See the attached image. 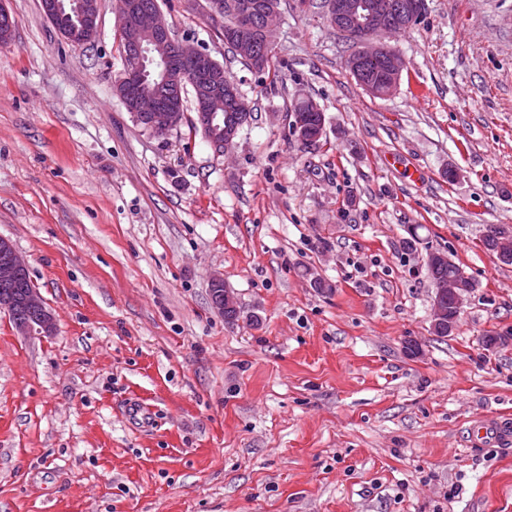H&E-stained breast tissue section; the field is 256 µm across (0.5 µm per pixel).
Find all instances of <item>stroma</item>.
<instances>
[{
	"instance_id": "stroma-1",
	"label": "stroma",
	"mask_w": 512,
	"mask_h": 512,
	"mask_svg": "<svg viewBox=\"0 0 512 512\" xmlns=\"http://www.w3.org/2000/svg\"><path fill=\"white\" fill-rule=\"evenodd\" d=\"M159 3L253 107L227 154L127 111L116 0L79 46L0 0V238L55 319L24 336L0 307V512H512V446L471 444L512 418V341L482 344L512 333V265L481 244L512 225V0H426L387 99L321 6L282 0L273 82L206 0ZM301 98L319 145L290 131ZM431 248L475 283L447 337ZM303 103H304V101L298 102L294 106V110L292 111V112H294V115H293L294 116V120H292V132H293V134L296 136V138L302 144H304V145H312L314 143H318V141L323 136L324 121H325L324 114L321 111V109L318 106V104L314 100H311L308 103L307 108H305L304 110L297 111ZM307 112L322 113L321 119H320V121L317 123V125L315 127L316 129L313 131L314 134L310 138H305L303 136V134H302L303 133V129H304V124H305L304 120L307 117Z\"/></svg>"
}]
</instances>
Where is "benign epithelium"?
I'll return each instance as SVG.
<instances>
[{
    "mask_svg": "<svg viewBox=\"0 0 512 512\" xmlns=\"http://www.w3.org/2000/svg\"><path fill=\"white\" fill-rule=\"evenodd\" d=\"M239 25L224 29V41L235 43L239 52L250 55L256 39L267 48L274 47L273 31L280 19L274 0H236L232 3ZM45 16L72 44H86L99 29V0H42ZM424 12V0H326L325 13L336 31L352 45L344 66L359 86L370 96L386 98L399 84L404 70L402 55L382 41V36L396 26L416 24ZM119 34L126 37L124 69L115 91L137 123L157 137H165L185 119V113L171 110V102L182 99L185 86L194 93V111L211 133L208 142L218 155L230 150L242 126L250 121L251 105L235 80L203 48L188 45L173 36L171 26L156 3L125 0L118 12ZM372 56L385 58V75L380 81L370 77L363 64ZM321 112L315 101L294 113L292 132L304 145L318 142L324 132L319 121L313 136H303L307 113ZM484 235L492 242L490 257L498 263L512 260V236L501 226H487ZM26 269L25 260L11 249L0 260V289L11 287L16 275ZM474 288L464 267L456 280L436 289L434 311L454 315L463 307ZM21 304L33 313V320L18 325L23 334H48L55 320L39 292L31 290Z\"/></svg>",
    "mask_w": 512,
    "mask_h": 512,
    "instance_id": "benign-epithelium-1",
    "label": "benign epithelium"
}]
</instances>
